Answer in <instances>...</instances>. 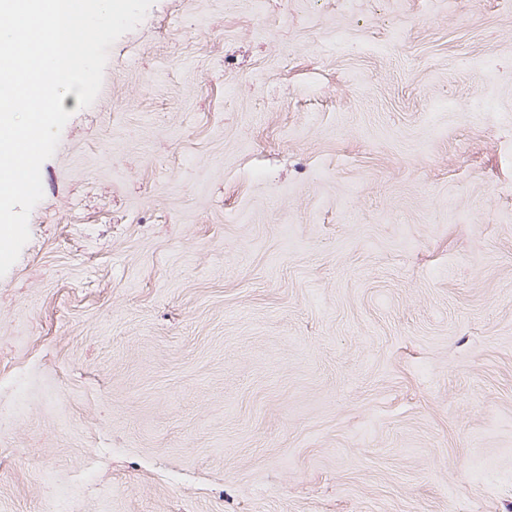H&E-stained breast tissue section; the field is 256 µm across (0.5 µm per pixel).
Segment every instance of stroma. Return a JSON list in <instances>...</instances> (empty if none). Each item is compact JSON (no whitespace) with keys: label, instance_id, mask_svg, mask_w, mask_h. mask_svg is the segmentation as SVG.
<instances>
[{"label":"stroma","instance_id":"1","mask_svg":"<svg viewBox=\"0 0 512 512\" xmlns=\"http://www.w3.org/2000/svg\"><path fill=\"white\" fill-rule=\"evenodd\" d=\"M62 107L0 512H512V0H155Z\"/></svg>","mask_w":512,"mask_h":512}]
</instances>
